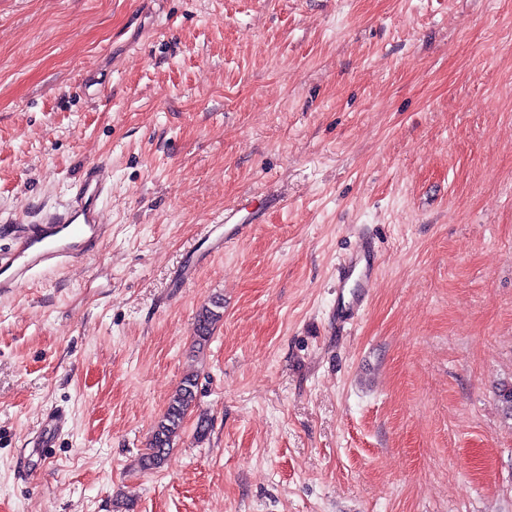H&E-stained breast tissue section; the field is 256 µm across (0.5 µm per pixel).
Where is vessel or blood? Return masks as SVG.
<instances>
[{"label": "vessel or blood", "mask_w": 512, "mask_h": 512, "mask_svg": "<svg viewBox=\"0 0 512 512\" xmlns=\"http://www.w3.org/2000/svg\"><path fill=\"white\" fill-rule=\"evenodd\" d=\"M108 192L101 165L86 166L71 198L61 207L40 212L29 224L15 231V243L8 254H0V294L5 295L29 279L37 268L56 269L94 255L107 236L98 202ZM261 209L239 202L226 209L218 220L223 233L210 240L212 248L223 247L225 241L240 237L247 227L259 222ZM379 271V260L368 237H360L356 248L339 263L336 278L339 285L355 282L350 300H339L338 319L351 321L373 287Z\"/></svg>", "instance_id": "vessel-or-blood-1"}]
</instances>
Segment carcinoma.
Instances as JSON below:
<instances>
[{
	"mask_svg": "<svg viewBox=\"0 0 512 512\" xmlns=\"http://www.w3.org/2000/svg\"><path fill=\"white\" fill-rule=\"evenodd\" d=\"M222 308V299L218 298L198 312L196 345L199 349H204L211 340L216 323L222 318ZM197 388V377L187 375L169 398L152 432L149 445L142 455L141 464L144 469H158L165 463L174 437L181 430L188 412L195 405Z\"/></svg>",
	"mask_w": 512,
	"mask_h": 512,
	"instance_id": "carcinoma-1",
	"label": "carcinoma"
}]
</instances>
